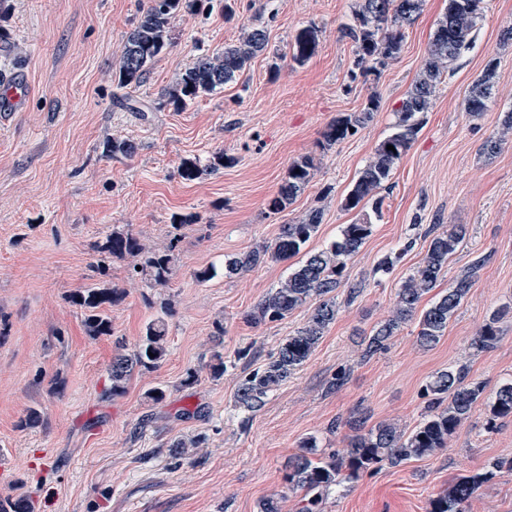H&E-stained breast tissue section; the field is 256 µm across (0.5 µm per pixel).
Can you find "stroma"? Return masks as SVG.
Instances as JSON below:
<instances>
[{"label": "stroma", "instance_id": "stroma-1", "mask_svg": "<svg viewBox=\"0 0 512 512\" xmlns=\"http://www.w3.org/2000/svg\"><path fill=\"white\" fill-rule=\"evenodd\" d=\"M355 0H238L221 10L182 14L173 43L138 88L112 81L120 48L139 17V0H8L0 14V74L19 70L32 94L0 118V500L25 499L34 512H257L276 495L282 512H297L300 493L283 476L300 441L345 447L358 420L410 429L427 405L426 384L437 372L465 367L482 383L484 401L447 449L397 467H383L325 495L322 512H428L429 501L458 475L491 460L512 459V420L488 427L485 406L512 382V315L499 324L497 346L476 350L473 339L490 314L512 306V0H486L471 46L450 65L432 108L395 166L371 235L348 260L336 292L337 315L306 363L269 394L257 412L235 408L241 380L263 365L306 322L302 307L279 321L250 314L284 281L296 259L263 260L225 276L224 261L272 247L282 225L323 213L310 250L326 248L343 225L361 219L341 201L376 146L390 135L395 111L428 57L448 0H425L404 29L397 57L377 72L352 77L353 47L342 29ZM266 27L269 48L238 83L177 110L165 91L205 51L235 42L242 24ZM319 30L315 56L288 58L295 32ZM496 62L493 95L483 114L464 110L468 87ZM378 108L336 145L322 134L336 118ZM136 145L132 156L103 155L111 138ZM500 138L501 151L481 154ZM218 152L232 165L188 182L182 159L208 163ZM314 160L310 183L282 211L270 210L290 163ZM196 221L174 225L173 215ZM464 224L469 237L452 256L438 291L476 258L464 304L440 341L417 342L416 322L403 324L387 349L362 355L361 340L392 313L401 283L422 262L432 225ZM128 229L146 250L174 249L177 261L163 287L132 276L133 258L99 264L93 246L112 229ZM394 257L389 272L377 265ZM210 270L206 280L197 271ZM123 290L110 309L113 335H88L73 292L100 283ZM358 287L350 297V287ZM167 324V355L136 371L124 393L104 397L116 339L135 348L146 325ZM221 353L225 370L208 364ZM199 378L185 384L187 371ZM161 387L165 397L145 393ZM38 425L20 422L29 410ZM201 438L187 459L170 444ZM468 512H512V473L484 485Z\"/></svg>", "mask_w": 512, "mask_h": 512}]
</instances>
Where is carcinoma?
I'll return each mask as SVG.
<instances>
[{"label":"carcinoma","instance_id":"cac0c4a2","mask_svg":"<svg viewBox=\"0 0 512 512\" xmlns=\"http://www.w3.org/2000/svg\"><path fill=\"white\" fill-rule=\"evenodd\" d=\"M484 0H448V7L438 21L428 48V57L410 89L396 110L394 131L376 147L373 156L358 173L351 189L341 201L342 208L353 210L372 204L379 212L383 198L378 196L384 183L401 157L410 148L419 131L416 116L432 106L436 88L441 83L447 65L469 48L476 19ZM424 0H356L353 23L343 29L351 40L355 54L354 68L373 71L385 60L397 56L404 40V27L414 22L423 11ZM214 0H146L141 5L137 24L120 50L117 85L123 88L143 84L156 58L171 45L173 22L183 13L194 15L211 11ZM269 38L264 26L255 23L242 25L233 44L212 54L196 58L175 83L168 88L166 102L183 109L197 99L219 93L238 80L253 59L267 50ZM319 46L318 30L312 26L297 31L291 42V59L303 64L311 59ZM495 62L487 65L483 75L473 83L465 98L464 108L471 118H477L486 109L496 77ZM378 108V99L372 95L363 111L332 122L323 133L324 141L332 146L352 135ZM393 149H387V146ZM136 145L126 139L112 138L106 143L105 153L114 157L130 156ZM233 161L218 152L208 168L194 159H186L178 168L185 181H195L207 171H216ZM313 160L304 157L288 166L286 179L277 196L271 199L274 211L291 204L310 182ZM322 211L312 209L297 224H286L273 247L260 253L253 251L224 262V275L230 276L243 268L257 265L262 255L272 260H288L303 255L295 269L276 288L271 289L256 305L251 319L258 323L279 321L294 310L315 302L303 327L287 337L263 367L252 371L239 385L237 406L256 412L265 404L270 393L278 389L308 360L326 329L336 318V299L332 293L343 285L346 261L354 256L372 233L373 224L366 219L346 224L340 236L328 247L305 251L307 243L322 223ZM467 236L464 224H450L448 229L430 241L425 258L417 270L401 284L393 316L378 325L369 335L364 356L371 357L386 349L400 327L418 320L417 338L424 347L440 341L448 323L459 310L473 286V277L484 260L474 261L471 271L453 280L448 290L438 294L425 308H420L424 297L437 287L449 259ZM100 267L112 257L130 256L140 267L136 274L150 286H165L176 258L172 251L146 253L137 237L128 231L114 230L95 245ZM122 298L117 288L90 286L74 292L71 301L84 315V324L92 336L112 335L109 307ZM512 313L508 308L494 311L474 338L476 350L494 348L499 341V326ZM117 353L110 366L109 394L124 391L135 369H150L166 356V325L162 318L149 322L141 342L131 352H125L121 340L115 341ZM463 368L448 369L436 374L424 389L429 397L422 419L409 431L391 422H381L369 428L359 423L345 448L326 452L319 448L314 436L304 438L299 451L288 459L284 481L294 490H301L299 512H321L323 497L332 488L357 480L362 474L383 466L396 467L410 459L429 457L448 447V441L461 424L469 418L472 409L483 399L484 386L466 381ZM489 428L496 421L512 419V382L499 388L487 402ZM201 439H178L171 444L176 458H185L190 450L199 447ZM512 472V459H495L481 471L461 474L448 488L432 498L429 512H466L468 502L481 487L491 482L503 470Z\"/></svg>","mask_w":512,"mask_h":512}]
</instances>
